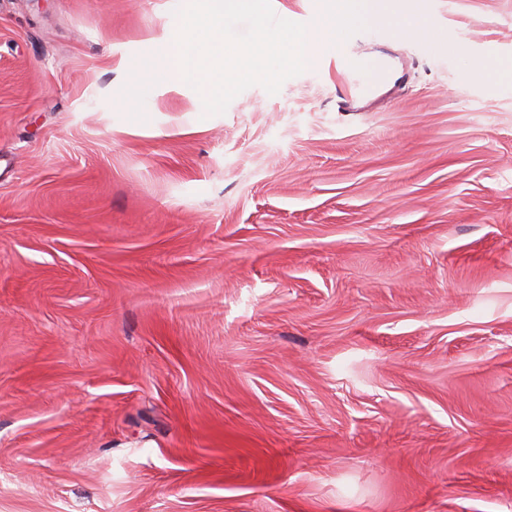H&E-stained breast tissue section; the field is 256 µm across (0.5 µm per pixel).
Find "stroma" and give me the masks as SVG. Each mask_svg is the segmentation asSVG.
Segmentation results:
<instances>
[{
  "instance_id": "1",
  "label": "stroma",
  "mask_w": 512,
  "mask_h": 512,
  "mask_svg": "<svg viewBox=\"0 0 512 512\" xmlns=\"http://www.w3.org/2000/svg\"><path fill=\"white\" fill-rule=\"evenodd\" d=\"M181 2L0 0V512H512V0L133 119ZM336 70V80L338 81L339 96L342 101L339 102V110H344L343 102L348 103L351 97L362 96L368 89L365 82L358 76L359 63L355 56L347 51L340 53L336 57V62L332 64ZM347 78V84L345 83Z\"/></svg>"
}]
</instances>
